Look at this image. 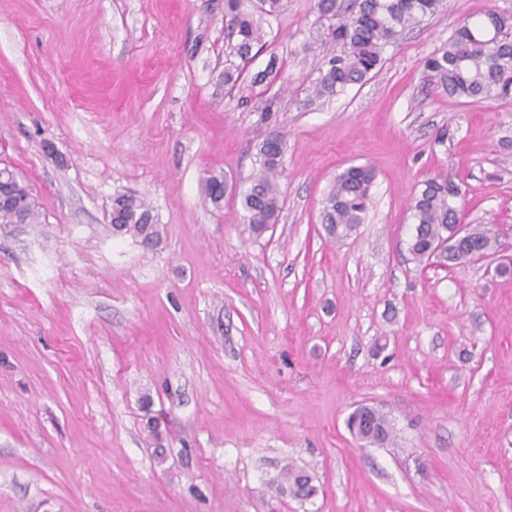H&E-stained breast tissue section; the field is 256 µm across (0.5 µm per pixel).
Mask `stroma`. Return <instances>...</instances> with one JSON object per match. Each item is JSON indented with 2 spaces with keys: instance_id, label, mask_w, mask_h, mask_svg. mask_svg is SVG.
Listing matches in <instances>:
<instances>
[{
  "instance_id": "obj_1",
  "label": "stroma",
  "mask_w": 512,
  "mask_h": 512,
  "mask_svg": "<svg viewBox=\"0 0 512 512\" xmlns=\"http://www.w3.org/2000/svg\"><path fill=\"white\" fill-rule=\"evenodd\" d=\"M221 2L0 0V161L38 211L0 224V512H512V97L451 98L424 71L464 20L512 25V0H444L329 98L343 46L313 0L219 86ZM273 131L282 209L256 235L202 188H245ZM353 165L376 179L338 242L323 200ZM435 175L495 257L411 259ZM119 193L150 203L157 247L113 236ZM361 404L392 443L350 434ZM292 467L311 499L281 492ZM229 187L224 181L223 175H212L204 183L205 201L211 204L215 209H221L224 206V196L228 193Z\"/></svg>"
}]
</instances>
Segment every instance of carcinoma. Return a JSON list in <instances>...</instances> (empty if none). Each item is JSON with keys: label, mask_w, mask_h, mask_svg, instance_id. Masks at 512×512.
<instances>
[{"label": "carcinoma", "mask_w": 512, "mask_h": 512, "mask_svg": "<svg viewBox=\"0 0 512 512\" xmlns=\"http://www.w3.org/2000/svg\"><path fill=\"white\" fill-rule=\"evenodd\" d=\"M442 0H315L314 8L324 17L336 19L333 30L343 43L344 54L331 57L314 87L316 96L333 95L350 85L363 82L381 64L384 47L400 33L416 27L435 15ZM288 8V0H224V26L229 54L245 63L255 47L263 46V17H277ZM487 21L466 22L456 30L448 46L424 61L425 70L437 85L456 99L473 101L504 97L512 90V38L504 32L507 21L496 13ZM491 39L493 49L481 44ZM244 68L225 64L221 82L235 87ZM259 172L250 185L237 191L228 187L222 175H212L204 183L205 201L216 209L224 206V196L240 198L243 220L255 234H262L277 223L281 205L278 178L283 163V139L272 133L259 146ZM375 179L368 166H351L338 174L326 195L322 221L328 236L349 237L364 222ZM461 186L446 176L423 181V188L412 199L411 216L415 232L408 252L418 262L439 260L448 265L472 261L478 254H492L496 234L487 224H472L466 237L452 240L457 223L455 205ZM38 215L29 185L11 177L10 202L0 204V224H35ZM112 234L128 236L140 244H157L161 238L151 207L133 194H119L112 200ZM351 434L369 445H385L394 437V426L381 410L357 407L347 419ZM290 492L302 499L314 496L317 488L302 469H288Z\"/></svg>", "instance_id": "obj_1"}]
</instances>
